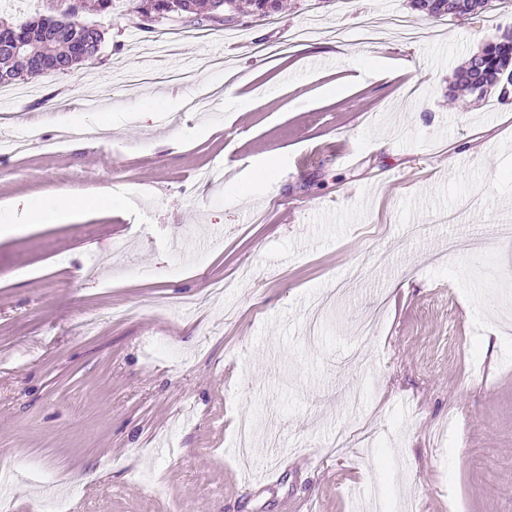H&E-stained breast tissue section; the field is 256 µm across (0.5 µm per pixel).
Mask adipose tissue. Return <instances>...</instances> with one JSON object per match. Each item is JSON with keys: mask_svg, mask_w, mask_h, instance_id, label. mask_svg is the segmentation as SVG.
I'll use <instances>...</instances> for the list:
<instances>
[{"mask_svg": "<svg viewBox=\"0 0 512 512\" xmlns=\"http://www.w3.org/2000/svg\"><path fill=\"white\" fill-rule=\"evenodd\" d=\"M112 204L111 192L105 191L90 198H37L11 202L0 207V225L51 224L68 220L73 215Z\"/></svg>", "mask_w": 512, "mask_h": 512, "instance_id": "1", "label": "adipose tissue"}]
</instances>
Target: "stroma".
Segmentation results:
<instances>
[{
  "label": "stroma",
  "instance_id": "35a3bbf8",
  "mask_svg": "<svg viewBox=\"0 0 512 512\" xmlns=\"http://www.w3.org/2000/svg\"><path fill=\"white\" fill-rule=\"evenodd\" d=\"M80 19L96 56L0 96V135L48 143L0 157V203L114 197L0 233L9 512H512V105L448 93L512 0Z\"/></svg>",
  "mask_w": 512,
  "mask_h": 512
}]
</instances>
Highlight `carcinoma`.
<instances>
[{
	"mask_svg": "<svg viewBox=\"0 0 512 512\" xmlns=\"http://www.w3.org/2000/svg\"><path fill=\"white\" fill-rule=\"evenodd\" d=\"M212 0H135V12L147 18H164L169 15L185 17L188 14L198 16L197 24L206 20L211 10ZM229 8L243 16L269 17L265 11V0H224ZM53 18L47 14L28 19L16 26H0V45L21 43L27 52H37L46 45V31ZM61 27L62 37L54 43L61 56L68 57L67 44L74 39L85 40L98 31L93 25L76 21V15L56 21ZM10 71V78L0 79V85H11L29 77L25 66L12 64L0 58V69ZM512 72V34L486 42L462 65L456 68L449 83V93L467 91L484 99L495 93L497 99L506 103L512 98V86L504 88L500 78Z\"/></svg>",
	"mask_w": 512,
	"mask_h": 512,
	"instance_id": "cac0c4a2",
	"label": "carcinoma"
}]
</instances>
